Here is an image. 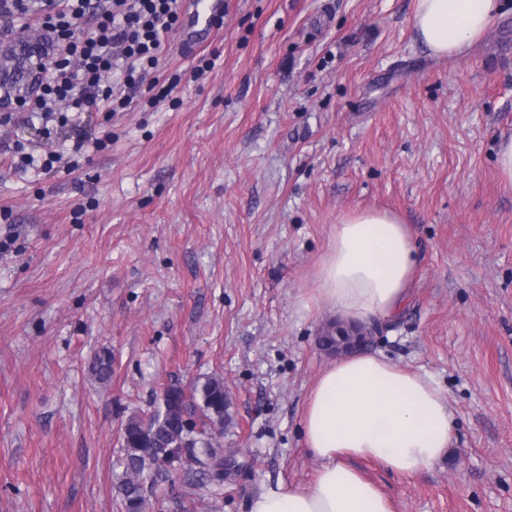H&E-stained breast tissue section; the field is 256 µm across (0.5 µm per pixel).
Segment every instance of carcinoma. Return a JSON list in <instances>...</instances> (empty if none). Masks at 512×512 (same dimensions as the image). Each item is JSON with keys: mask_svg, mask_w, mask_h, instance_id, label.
I'll use <instances>...</instances> for the list:
<instances>
[{"mask_svg": "<svg viewBox=\"0 0 512 512\" xmlns=\"http://www.w3.org/2000/svg\"><path fill=\"white\" fill-rule=\"evenodd\" d=\"M47 55L41 34L20 36L0 43V90L18 94L26 79ZM101 384L112 378V355L96 353L89 366ZM229 397L224 381L217 377L197 380L188 388L172 385L165 389L162 403L153 410L134 414L122 428V474L115 489L121 512H145L148 486L166 472L167 465L188 450L189 470L215 478L224 470V457L216 447L224 434V415Z\"/></svg>", "mask_w": 512, "mask_h": 512, "instance_id": "cac0c4a2", "label": "carcinoma"}]
</instances>
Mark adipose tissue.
<instances>
[{"instance_id": "adipose-tissue-1", "label": "adipose tissue", "mask_w": 512, "mask_h": 512, "mask_svg": "<svg viewBox=\"0 0 512 512\" xmlns=\"http://www.w3.org/2000/svg\"><path fill=\"white\" fill-rule=\"evenodd\" d=\"M503 8L502 0H416L413 25L433 55L454 57L479 41ZM416 269L408 224L389 211L364 210L334 225L315 291L348 321H387L407 300ZM303 434L321 462L315 481L263 487L249 500V512H393L351 459L377 461L399 475L428 470L447 453L454 419L432 376L362 351L317 379Z\"/></svg>"}]
</instances>
